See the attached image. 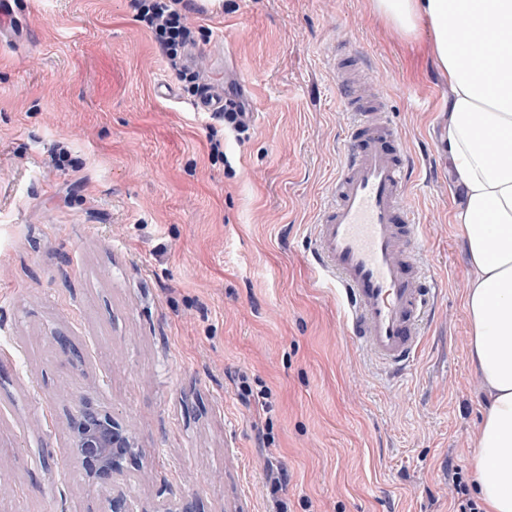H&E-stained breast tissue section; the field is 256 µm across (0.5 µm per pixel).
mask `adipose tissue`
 I'll list each match as a JSON object with an SVG mask.
<instances>
[{"instance_id": "obj_1", "label": "adipose tissue", "mask_w": 512, "mask_h": 512, "mask_svg": "<svg viewBox=\"0 0 512 512\" xmlns=\"http://www.w3.org/2000/svg\"><path fill=\"white\" fill-rule=\"evenodd\" d=\"M374 6L405 36L428 24L448 76L442 144L462 190L455 219L472 270L465 298L470 354L487 394L473 463L488 512H512V0H374ZM476 21L494 31L485 70L473 65L460 34Z\"/></svg>"}]
</instances>
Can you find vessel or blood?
<instances>
[{"label": "vessel or blood", "instance_id": "1", "mask_svg": "<svg viewBox=\"0 0 512 512\" xmlns=\"http://www.w3.org/2000/svg\"><path fill=\"white\" fill-rule=\"evenodd\" d=\"M332 67L347 139L312 222L309 258L343 301L348 334L400 377L423 348L434 305L433 278L417 251L423 217L408 202L411 161L383 94L357 80V54H336Z\"/></svg>", "mask_w": 512, "mask_h": 512}]
</instances>
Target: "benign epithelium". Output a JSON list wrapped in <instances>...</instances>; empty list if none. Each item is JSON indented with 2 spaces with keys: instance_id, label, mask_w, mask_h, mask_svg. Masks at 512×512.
<instances>
[{
  "instance_id": "1",
  "label": "benign epithelium",
  "mask_w": 512,
  "mask_h": 512,
  "mask_svg": "<svg viewBox=\"0 0 512 512\" xmlns=\"http://www.w3.org/2000/svg\"><path fill=\"white\" fill-rule=\"evenodd\" d=\"M69 449L88 463L91 477L109 490L112 512H136L127 492V462L138 453L131 424L117 420L88 394L70 419Z\"/></svg>"
}]
</instances>
